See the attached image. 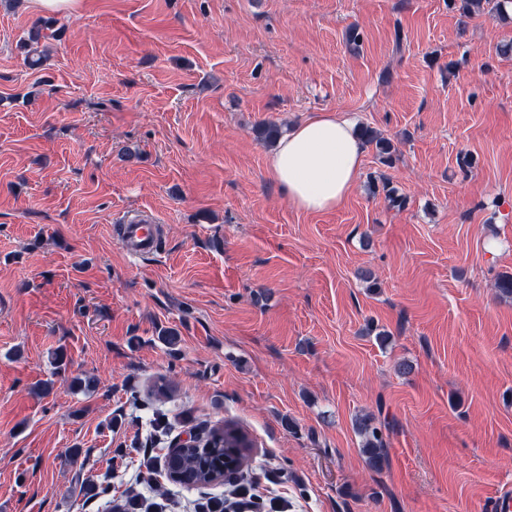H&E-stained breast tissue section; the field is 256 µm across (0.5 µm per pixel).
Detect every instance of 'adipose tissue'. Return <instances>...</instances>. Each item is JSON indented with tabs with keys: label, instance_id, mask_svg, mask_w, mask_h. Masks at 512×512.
Returning <instances> with one entry per match:
<instances>
[{
	"label": "adipose tissue",
	"instance_id": "obj_1",
	"mask_svg": "<svg viewBox=\"0 0 512 512\" xmlns=\"http://www.w3.org/2000/svg\"><path fill=\"white\" fill-rule=\"evenodd\" d=\"M353 120L322 112L292 126L267 158V173L289 203L308 213L343 206L361 169Z\"/></svg>",
	"mask_w": 512,
	"mask_h": 512
}]
</instances>
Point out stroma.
I'll use <instances>...</instances> for the list:
<instances>
[{
	"instance_id": "obj_1",
	"label": "stroma",
	"mask_w": 512,
	"mask_h": 512,
	"mask_svg": "<svg viewBox=\"0 0 512 512\" xmlns=\"http://www.w3.org/2000/svg\"><path fill=\"white\" fill-rule=\"evenodd\" d=\"M41 20L34 68L17 43ZM506 43L448 0H0V512H195L227 487L148 469L227 420L275 512H490L512 487ZM321 112L398 157L366 147L346 204L305 213L253 129ZM145 213L162 244L136 258L119 228ZM360 134L366 143L374 144L378 155L385 163H392L397 149L392 141L384 137L374 128L366 125L360 126ZM355 429L361 438V448L367 466L379 471L386 463L385 442L377 426L373 424L370 415L358 418Z\"/></svg>"
}]
</instances>
